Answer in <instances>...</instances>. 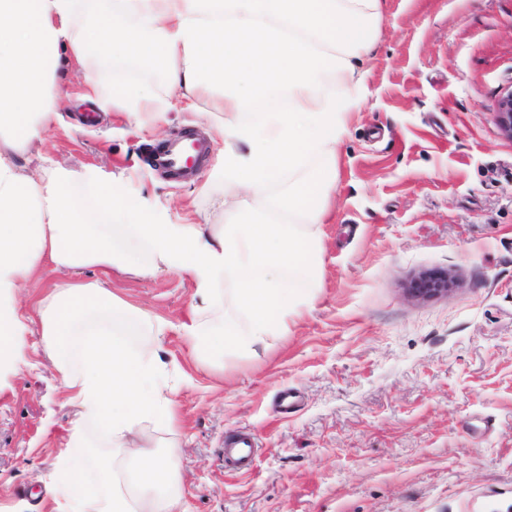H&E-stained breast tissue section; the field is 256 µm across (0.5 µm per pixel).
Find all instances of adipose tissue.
Listing matches in <instances>:
<instances>
[{
    "label": "adipose tissue",
    "instance_id": "1",
    "mask_svg": "<svg viewBox=\"0 0 512 512\" xmlns=\"http://www.w3.org/2000/svg\"><path fill=\"white\" fill-rule=\"evenodd\" d=\"M86 9V0H0V391L25 365L39 320L78 408L69 448L89 447L93 422L112 455L130 463L119 481L98 462L103 491L90 499L82 459L63 456L57 512H179L183 450L172 442L157 451L141 433L179 421L161 359L169 322L131 309L100 282L57 288L33 317L22 290L47 268L177 275L198 300L180 331L208 366L290 334L321 286L320 226L347 116L366 91L363 61L383 0H112L90 31L76 32ZM105 53L162 65L169 93L186 100L220 91L224 174L215 188L230 222L168 223L115 183L99 188V221L87 224L64 200L70 172H23L22 159L58 118V72ZM272 95L285 96L287 108L254 111Z\"/></svg>",
    "mask_w": 512,
    "mask_h": 512
}]
</instances>
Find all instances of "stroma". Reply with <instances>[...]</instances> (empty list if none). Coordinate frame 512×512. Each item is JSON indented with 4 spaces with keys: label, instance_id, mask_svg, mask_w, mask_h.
<instances>
[{
    "label": "stroma",
    "instance_id": "obj_1",
    "mask_svg": "<svg viewBox=\"0 0 512 512\" xmlns=\"http://www.w3.org/2000/svg\"><path fill=\"white\" fill-rule=\"evenodd\" d=\"M364 67L321 227V288L290 335L206 366L179 330L195 301L177 276L90 266L28 288L31 314L57 283L101 281L172 323L162 356L179 425L145 432L183 448L182 512H512V137L497 114L512 91V0H385ZM57 82L61 119L25 170L92 169L169 223H223L222 138L190 179L150 164L160 142L219 120L213 99L168 97L163 75L113 57ZM122 82L159 99L142 125L98 100ZM427 274L452 289L415 295ZM26 360L0 393V512H55L75 409L40 333ZM286 388L298 403L284 413ZM239 431L257 444L246 472L224 461Z\"/></svg>",
    "mask_w": 512,
    "mask_h": 512
}]
</instances>
